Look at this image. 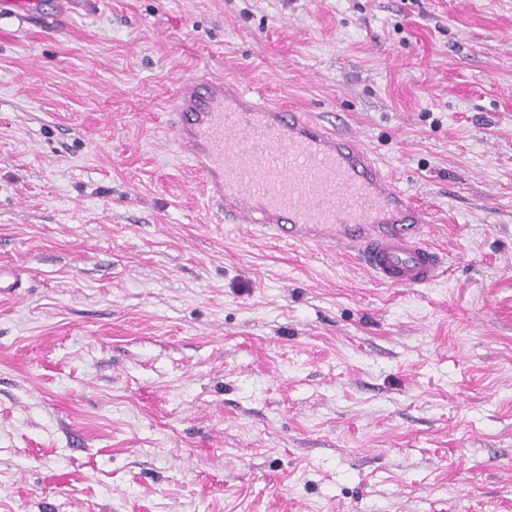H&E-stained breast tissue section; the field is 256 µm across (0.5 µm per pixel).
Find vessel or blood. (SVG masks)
Here are the masks:
<instances>
[{"label":"vessel or blood","instance_id":"1","mask_svg":"<svg viewBox=\"0 0 512 512\" xmlns=\"http://www.w3.org/2000/svg\"><path fill=\"white\" fill-rule=\"evenodd\" d=\"M171 110L179 148L233 223L355 250L389 286L440 276L445 258L425 240L426 213L356 136L257 100L234 80H182Z\"/></svg>","mask_w":512,"mask_h":512}]
</instances>
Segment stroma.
<instances>
[{"label": "stroma", "mask_w": 512, "mask_h": 512, "mask_svg": "<svg viewBox=\"0 0 512 512\" xmlns=\"http://www.w3.org/2000/svg\"><path fill=\"white\" fill-rule=\"evenodd\" d=\"M0 16V512H512V0ZM357 134L447 271L232 224L190 77Z\"/></svg>", "instance_id": "obj_1"}]
</instances>
